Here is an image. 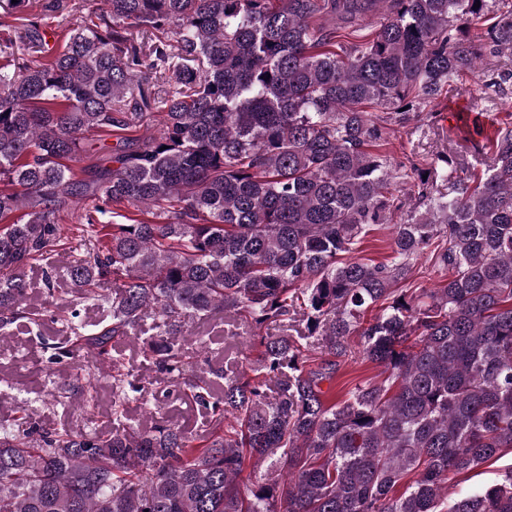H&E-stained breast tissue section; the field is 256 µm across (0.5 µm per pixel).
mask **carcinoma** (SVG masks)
<instances>
[{
    "label": "carcinoma",
    "instance_id": "obj_1",
    "mask_svg": "<svg viewBox=\"0 0 512 512\" xmlns=\"http://www.w3.org/2000/svg\"><path fill=\"white\" fill-rule=\"evenodd\" d=\"M105 3L44 61L30 55L47 44L40 15L0 0L23 30L0 65V221L22 212L0 224V331L24 318L28 267L70 250L61 278L112 313L88 330L71 310L52 359L111 360L115 424L1 426L0 512H512V466L446 498L450 475L512 450V127L459 126L491 165L461 178L445 159L446 195L407 182L430 203L393 225L391 263L340 261L389 221L392 174L369 151L384 123L408 124L483 55H512V10L480 39L489 0ZM378 12L367 42H336V21ZM156 113V133L123 135ZM99 131L116 141L87 140ZM82 153L101 163L75 170ZM69 204L75 243L57 224ZM118 205L159 221L100 223ZM426 252L442 280L398 287ZM146 317L144 353L211 406L208 435L126 418L141 386L109 346ZM216 317L262 347L222 385L189 373L181 345L187 323ZM312 336L329 358L306 370ZM352 336L386 377L327 406L320 383ZM248 459L267 468L243 491Z\"/></svg>",
    "mask_w": 512,
    "mask_h": 512
}]
</instances>
